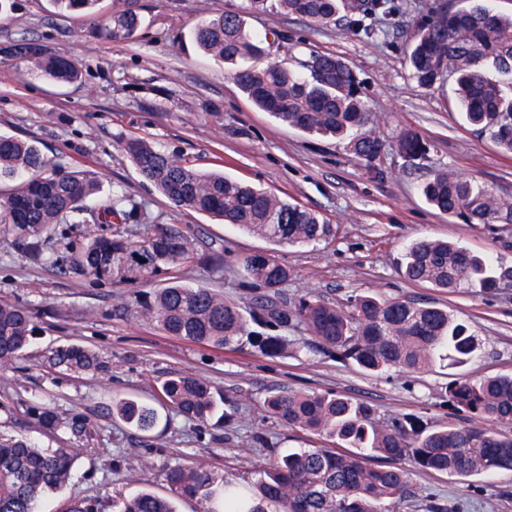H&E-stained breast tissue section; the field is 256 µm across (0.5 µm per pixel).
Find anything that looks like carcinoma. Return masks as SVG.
<instances>
[{"label":"carcinoma","mask_w":512,"mask_h":512,"mask_svg":"<svg viewBox=\"0 0 512 512\" xmlns=\"http://www.w3.org/2000/svg\"><path fill=\"white\" fill-rule=\"evenodd\" d=\"M61 10L81 12L91 37L130 42L140 28L132 0L109 15H100L98 0H53ZM256 13L275 12L318 25L345 22L357 36L371 38L376 29L368 17H391L392 0H248ZM454 9L443 5L420 24L407 52L412 79L431 88L453 81L467 121L512 157V17L497 12L490 0H465ZM202 52L235 66L232 77L260 110L304 132L348 140L351 154L368 163L383 145L368 130L374 116L356 90V78L342 59L312 53L301 70L270 61L249 64L267 55V40L250 34L240 14L213 12L193 32ZM0 56L24 63L59 83L81 77L78 63L52 53L45 45L21 40L0 47ZM398 148L412 161L427 155V144L413 132L401 134ZM124 149L144 182L180 210L212 215L278 245L299 246L333 235V225L319 215L262 189L204 172L174 152L158 149L144 137L126 139ZM0 226L27 248L58 224H111L115 232L93 234L81 248L57 259L69 271L99 281L147 278L170 267H189L204 260L224 263V255L203 257L193 233L174 224L160 225L139 244L125 236L123 225L136 218L115 197L87 207L98 185L76 171L52 163L33 143L0 134ZM423 194L439 212L466 224L512 223V201L450 170L425 181ZM237 264L242 275L267 290L259 312L245 315L235 303L212 288L179 281L156 290L141 304V314L169 336L215 350H232L244 336L275 356L288 349L281 335H262L249 321L285 329L297 322L319 343L336 349L365 372L398 369L419 373L438 358L464 367L481 348L471 327L447 309L410 298L383 299L359 295L344 306L304 298L290 310L275 301L293 271L269 252L247 255ZM413 282L456 290L468 285L485 291L500 287L512 270L497 273L481 257L455 243L423 239L412 243L402 262ZM39 330L30 309L0 302V365L19 359ZM49 367L77 374L100 373L106 361L81 344L57 346L48 352ZM448 406L466 424L428 427L417 418L376 420V409L343 394L277 392L267 397L268 412L291 428L324 436L341 447L308 448L275 458L262 470L256 493L203 466L175 464L165 472L170 491L197 499L203 512H390L389 505L407 496L409 474L399 467L372 468L369 456L389 460L412 458L423 470L457 476L512 470V436L495 429L512 423V376L477 380L455 378L445 387ZM219 397L207 382L190 374L164 381L156 404L133 396L112 401L113 417L142 433L153 431L159 409L173 408L188 419L206 423L218 414ZM38 424L55 430L64 424L53 410L34 411ZM73 459L64 448H40L22 436H0V512H39L42 495L66 486ZM113 512H175L170 503L150 493L112 502Z\"/></svg>","instance_id":"1"}]
</instances>
